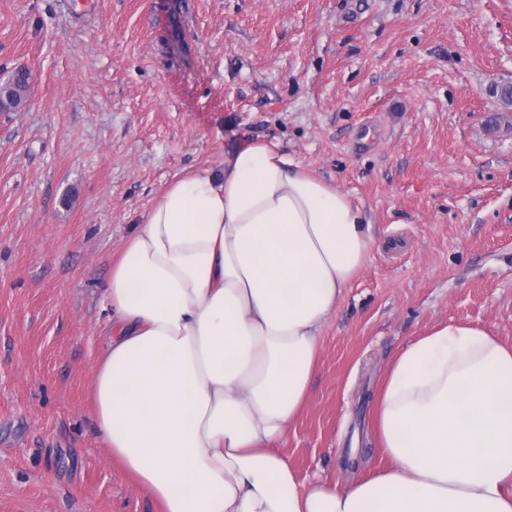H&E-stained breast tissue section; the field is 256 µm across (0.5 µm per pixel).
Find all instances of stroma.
Segmentation results:
<instances>
[{"label":"stroma","mask_w":512,"mask_h":512,"mask_svg":"<svg viewBox=\"0 0 512 512\" xmlns=\"http://www.w3.org/2000/svg\"><path fill=\"white\" fill-rule=\"evenodd\" d=\"M0 512H160L91 404L114 257L159 193L250 141L373 225L305 409L300 480L363 479L381 375L440 323L512 344V0H0ZM3 91L0 98V112H7L24 103L29 89V75L25 69H16L1 83Z\"/></svg>","instance_id":"35a3bbf8"}]
</instances>
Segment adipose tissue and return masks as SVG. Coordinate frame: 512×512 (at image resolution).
<instances>
[{
	"instance_id": "obj_1",
	"label": "adipose tissue",
	"mask_w": 512,
	"mask_h": 512,
	"mask_svg": "<svg viewBox=\"0 0 512 512\" xmlns=\"http://www.w3.org/2000/svg\"><path fill=\"white\" fill-rule=\"evenodd\" d=\"M373 240L347 194L259 141L156 198L112 263L94 414L163 512H512V346L476 325L391 359L375 475L305 485L275 451Z\"/></svg>"
}]
</instances>
